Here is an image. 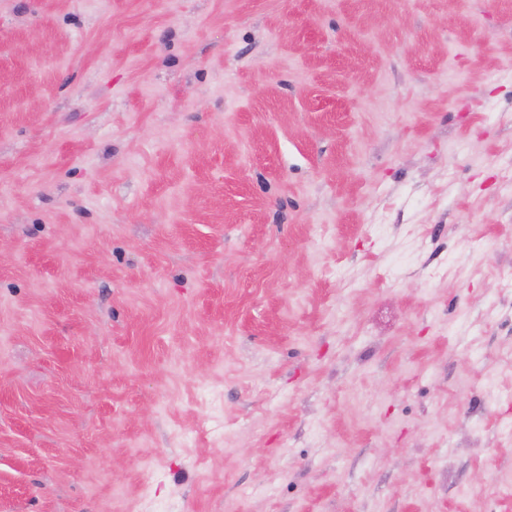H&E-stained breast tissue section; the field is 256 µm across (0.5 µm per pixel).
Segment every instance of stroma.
Wrapping results in <instances>:
<instances>
[{"instance_id":"obj_1","label":"stroma","mask_w":512,"mask_h":512,"mask_svg":"<svg viewBox=\"0 0 512 512\" xmlns=\"http://www.w3.org/2000/svg\"><path fill=\"white\" fill-rule=\"evenodd\" d=\"M512 0H0V512H512Z\"/></svg>"}]
</instances>
